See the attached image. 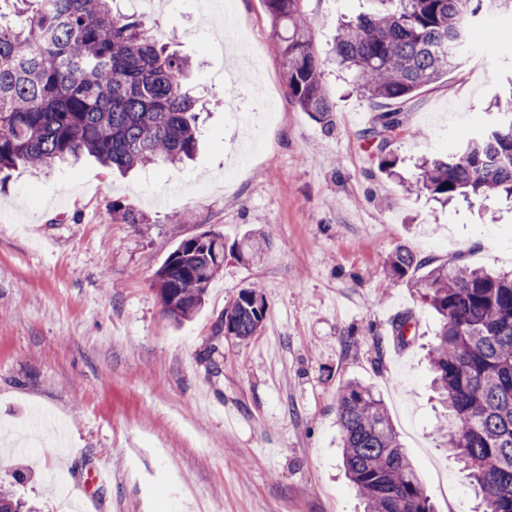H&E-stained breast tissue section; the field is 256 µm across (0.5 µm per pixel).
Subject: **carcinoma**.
<instances>
[{
	"label": "carcinoma",
	"instance_id": "carcinoma-1",
	"mask_svg": "<svg viewBox=\"0 0 512 512\" xmlns=\"http://www.w3.org/2000/svg\"><path fill=\"white\" fill-rule=\"evenodd\" d=\"M272 47L292 101L330 124L334 103L313 48L304 0H263ZM29 4L24 21L0 23V174L18 166L50 168L89 156L120 171L193 157L201 131L199 100L186 82L190 59L158 43L112 0H0ZM512 13V0H398L394 10L359 15L337 29L333 52L362 95L389 101L369 135L379 168L398 158L388 137L402 126L414 94L458 64L479 16ZM421 180L405 190L437 201L512 199V94L495 123L442 158L421 160ZM270 233L246 236L236 253L265 250ZM224 267V236L203 233L179 243L156 271L164 312L175 323L204 305ZM420 268L423 302L438 316L429 353L439 401L452 416L448 451L480 498L479 512H512V272L491 275L466 265L434 264L398 249L387 261L404 278ZM268 313L262 294L242 290L224 309V328L246 340ZM346 473L365 512H434L380 395L357 382L336 407ZM0 486V512H20Z\"/></svg>",
	"mask_w": 512,
	"mask_h": 512
}]
</instances>
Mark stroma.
Wrapping results in <instances>:
<instances>
[{
    "instance_id": "stroma-1",
    "label": "stroma",
    "mask_w": 512,
    "mask_h": 512,
    "mask_svg": "<svg viewBox=\"0 0 512 512\" xmlns=\"http://www.w3.org/2000/svg\"><path fill=\"white\" fill-rule=\"evenodd\" d=\"M217 2H118L193 62L205 109L192 161L123 176L86 156L18 168L0 187V484L37 512H363L336 417L358 381L383 398L435 512H472L430 386L436 318L417 276L394 278L386 261L406 248L512 269V201L444 206L379 170L366 136L377 111L331 53L338 20L375 0L303 4L328 126L292 102L261 0L223 18ZM511 77L512 18L474 22L458 68L406 108L391 145L402 177L484 128ZM269 108L251 145L244 122ZM269 228L261 255L225 254L196 315H165L154 276L181 241L213 231L230 246ZM245 288L268 313L243 342L221 318ZM102 461L111 483L85 491Z\"/></svg>"
}]
</instances>
